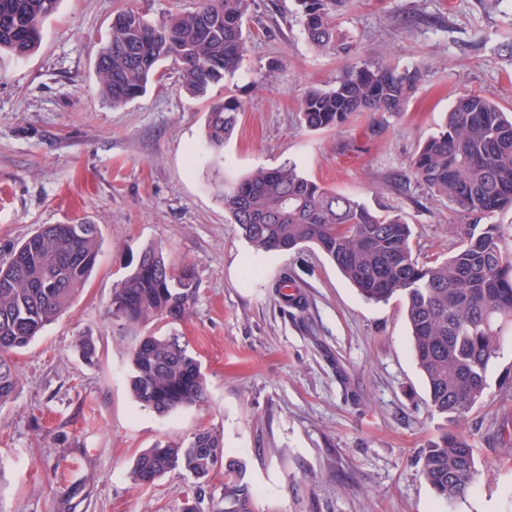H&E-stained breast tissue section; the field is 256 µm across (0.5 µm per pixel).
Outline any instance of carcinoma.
Segmentation results:
<instances>
[{
	"instance_id": "obj_1",
	"label": "carcinoma",
	"mask_w": 512,
	"mask_h": 512,
	"mask_svg": "<svg viewBox=\"0 0 512 512\" xmlns=\"http://www.w3.org/2000/svg\"><path fill=\"white\" fill-rule=\"evenodd\" d=\"M61 0H0V54L24 58L40 43L45 21ZM252 0H198L189 11L150 22L125 8L112 20L96 70L100 94L117 107L141 96L158 65H178L196 97L234 78L246 52L244 22ZM310 48L346 55L336 17L355 0H296ZM424 80L419 67L398 69L369 52L347 65L327 88L300 99L303 124L341 128L364 113L397 114ZM244 102L228 97L207 113L206 140L218 152L233 133ZM403 177L448 201L469 223L457 227L448 257L423 262L413 254L411 229L396 209L376 212L358 199L329 191L294 165L257 170L237 181L220 176L215 188L242 236L257 252L316 246L369 301L403 300L412 350L425 378L430 407L455 428L426 448L420 471L437 496L452 505L473 489L478 469L466 415L485 396L487 371L505 329H512V225L481 220L512 211V117L479 94L458 96L439 131L407 162ZM288 203L281 214L275 206ZM97 225L49 224L0 265V403L16 389L11 354L28 347L85 287L97 263ZM112 288L107 314L113 333L129 344L131 396L164 416L205 401L202 364L176 332L162 325L189 315L199 294L194 269L171 262L160 245L145 247ZM224 462L223 506L214 512H255L242 472L225 459L224 440L202 429L181 445L159 441L134 459L132 476L152 484L189 474L197 496Z\"/></svg>"
}]
</instances>
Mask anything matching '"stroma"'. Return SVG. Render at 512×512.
<instances>
[{
  "label": "stroma",
  "instance_id": "stroma-1",
  "mask_svg": "<svg viewBox=\"0 0 512 512\" xmlns=\"http://www.w3.org/2000/svg\"><path fill=\"white\" fill-rule=\"evenodd\" d=\"M197 0H62L38 50L0 60V263L47 224H97L95 270L71 308L13 354L18 383L0 405V512H185L193 478L150 485L136 455L219 430L243 467L256 512H512V430L499 402L512 372V332L487 372V396L465 428L479 475L454 507L438 498L418 456L451 426L434 412L399 299L366 301L316 247L258 253L219 199L227 180L293 163L317 184L374 210L400 208L414 252L447 255L462 217L401 172L457 96L478 93L512 114V0H357L338 19L350 53L316 55L295 0H254L244 63L195 97L171 63L147 92L112 107L95 58L117 11L153 22ZM380 51L424 80L403 112L340 129L300 120L305 89L332 84L347 62ZM246 109L220 153L205 137L209 106ZM159 244L199 279L175 324L207 376V399L161 416L129 391V354L107 316L112 284L132 256ZM92 337L93 360L76 351Z\"/></svg>",
  "mask_w": 512,
  "mask_h": 512
}]
</instances>
